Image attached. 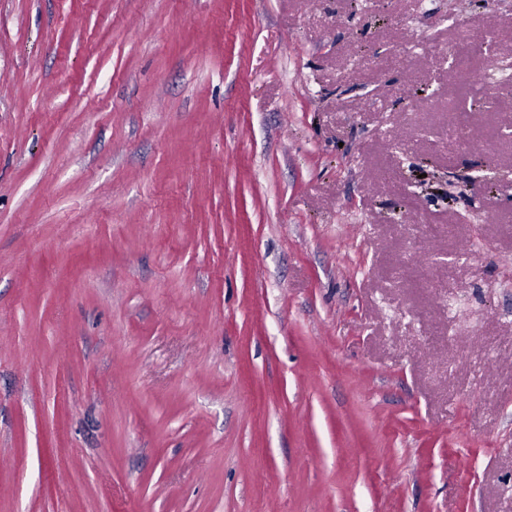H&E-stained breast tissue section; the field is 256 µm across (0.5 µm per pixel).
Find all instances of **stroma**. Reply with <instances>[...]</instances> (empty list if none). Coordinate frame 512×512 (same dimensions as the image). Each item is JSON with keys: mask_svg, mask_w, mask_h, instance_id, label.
Wrapping results in <instances>:
<instances>
[{"mask_svg": "<svg viewBox=\"0 0 512 512\" xmlns=\"http://www.w3.org/2000/svg\"><path fill=\"white\" fill-rule=\"evenodd\" d=\"M503 0H0V512H512ZM413 50L412 63L394 58Z\"/></svg>", "mask_w": 512, "mask_h": 512, "instance_id": "35a3bbf8", "label": "stroma"}]
</instances>
